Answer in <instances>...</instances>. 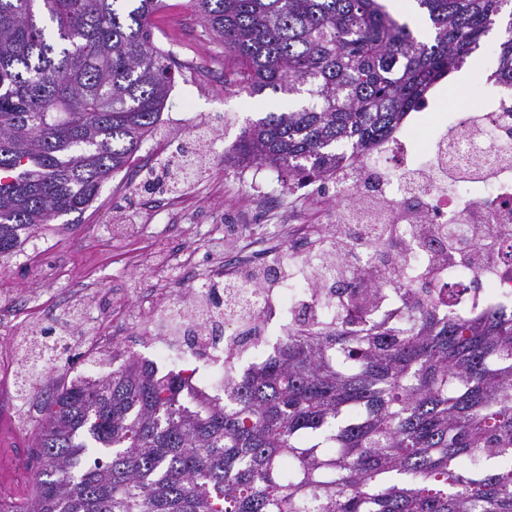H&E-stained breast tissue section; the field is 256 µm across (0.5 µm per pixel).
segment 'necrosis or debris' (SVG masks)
I'll return each instance as SVG.
<instances>
[{"label": "necrosis or debris", "instance_id": "necrosis-or-debris-1", "mask_svg": "<svg viewBox=\"0 0 512 512\" xmlns=\"http://www.w3.org/2000/svg\"><path fill=\"white\" fill-rule=\"evenodd\" d=\"M434 100L433 91H426L420 107L407 112L403 124L369 150L351 153L331 175L337 219L353 215L367 238L393 232L403 240L413 225L451 221L489 224L500 236L512 233V136L500 129L504 113L512 112V98L494 97L449 121L444 135L456 143L452 162L440 153L436 138L417 129L422 110ZM268 248L267 240L253 237L238 248L234 259L216 256L202 270L195 268L193 258H185L179 271L167 272L169 287L154 290L144 342L169 370L189 367L195 392L221 397L225 368H239L245 360L260 365L273 357L276 349L266 339L268 311L280 308L290 313L304 303L302 289L285 277L278 289H258L236 316L199 302L196 288L235 278L239 266L262 263ZM443 281L453 288L458 310L479 314L481 294L471 288L475 281L493 283L491 301L512 308L510 267L475 269L452 260ZM178 287L191 288V295L176 298ZM251 327L258 329L259 339L227 348V337Z\"/></svg>", "mask_w": 512, "mask_h": 512}]
</instances>
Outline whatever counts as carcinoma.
<instances>
[{"instance_id":"cac0c4a2","label":"carcinoma","mask_w":512,"mask_h":512,"mask_svg":"<svg viewBox=\"0 0 512 512\" xmlns=\"http://www.w3.org/2000/svg\"><path fill=\"white\" fill-rule=\"evenodd\" d=\"M232 65L225 82L296 100L246 126L233 165L324 182L459 72L497 20L492 80L512 88V0H414L417 38L385 0H191ZM163 0H0V256L50 218L82 212L159 128L173 56L149 24ZM204 137L176 147L178 167ZM414 229L426 251L473 262L481 232ZM309 269L332 318H288L277 356L232 374L224 400L134 354L94 385L59 389L32 449L30 496L0 512H512V314L470 316L434 279L404 289L412 328L367 318L403 285L401 242L334 224ZM377 266L330 282L353 248ZM248 284L224 286L228 310Z\"/></svg>"}]
</instances>
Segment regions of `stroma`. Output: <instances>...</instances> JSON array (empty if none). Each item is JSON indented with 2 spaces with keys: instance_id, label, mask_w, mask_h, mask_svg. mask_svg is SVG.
<instances>
[{
  "instance_id": "stroma-1",
  "label": "stroma",
  "mask_w": 512,
  "mask_h": 512,
  "mask_svg": "<svg viewBox=\"0 0 512 512\" xmlns=\"http://www.w3.org/2000/svg\"><path fill=\"white\" fill-rule=\"evenodd\" d=\"M164 3L151 23L157 45L172 52L177 65L161 114L162 134L147 140L135 162L105 183L78 223L58 217L47 228L34 230L15 254L0 257V312L29 293L36 302H52L55 290L49 280L57 277L73 299L72 311H82L83 296L93 294L99 310L122 332L126 353L140 356L146 353L140 343L144 323L132 320L127 306L151 302L148 291L156 281L140 264L145 254L167 251L179 261L189 247L203 267L212 258L213 240H221L225 251L236 248L243 217L261 196H279L283 207L296 212L299 223L318 229L331 224L334 202L333 190L321 183L294 188L268 169L226 164L243 127L265 113L287 110L288 98L269 91L252 96L225 85L224 50L213 43L190 0ZM499 38L494 30L482 40L470 65L426 115L428 128L481 94L471 78L476 71L495 69ZM202 131L207 134V172L176 193L181 214L176 220L168 213L165 196L138 195L132 183L137 174L157 167L177 142ZM22 390L29 405L0 413V500L16 503L27 497L33 484L29 451L45 415L39 406L44 393L38 380L22 378L19 372L0 378L1 394L14 399Z\"/></svg>"
}]
</instances>
